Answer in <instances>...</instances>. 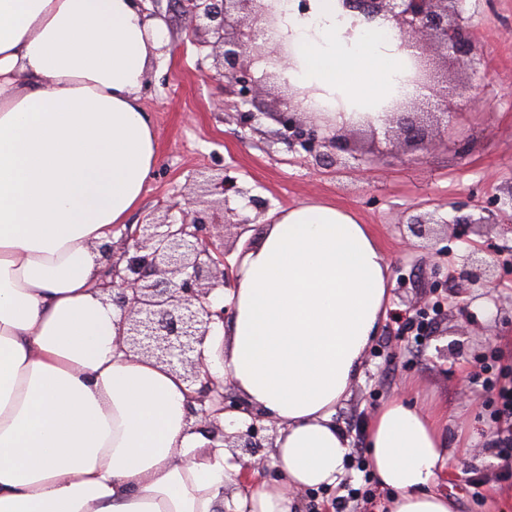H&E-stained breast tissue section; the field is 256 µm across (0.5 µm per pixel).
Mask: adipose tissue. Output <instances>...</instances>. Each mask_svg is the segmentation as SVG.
Wrapping results in <instances>:
<instances>
[{"instance_id": "obj_1", "label": "adipose tissue", "mask_w": 512, "mask_h": 512, "mask_svg": "<svg viewBox=\"0 0 512 512\" xmlns=\"http://www.w3.org/2000/svg\"><path fill=\"white\" fill-rule=\"evenodd\" d=\"M283 76L338 124H381L418 96L391 23L340 0H277ZM164 23L141 0H0V512H293L289 489L338 483L334 420L389 303V264L352 211L309 203L235 257L230 305L202 345L212 375L280 425V479L226 496L244 460L188 420V388L116 343L98 247L159 162L141 104ZM447 413L390 397L366 428L387 512H451L430 491Z\"/></svg>"}]
</instances>
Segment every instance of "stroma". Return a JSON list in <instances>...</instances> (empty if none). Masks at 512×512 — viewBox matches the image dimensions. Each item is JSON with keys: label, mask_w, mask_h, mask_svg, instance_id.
Wrapping results in <instances>:
<instances>
[{"label": "stroma", "mask_w": 512, "mask_h": 512, "mask_svg": "<svg viewBox=\"0 0 512 512\" xmlns=\"http://www.w3.org/2000/svg\"><path fill=\"white\" fill-rule=\"evenodd\" d=\"M169 22L163 62L149 76L142 105L156 132L159 163L130 224H143L183 206L195 191V173L222 172L240 189L230 205L267 222L282 210L326 202L353 211L384 250L390 269V304L368 346L351 397L336 410L350 441L344 483L364 486L357 468L367 456L365 425L389 394L410 403L448 409L449 462L431 488L445 493L452 512H512V458L501 456L506 436L499 417L501 390L512 388V229L449 236L444 256L436 244H405L399 221L436 211L453 218L456 208L479 214L512 192V0H464L463 10L480 36L494 81L476 112L465 99L449 97L455 132L431 150L388 154L369 164L365 180L314 166L302 149L277 136L278 123L253 112L241 127L237 97L209 77L207 49L187 37L188 23L156 0ZM488 250L493 283L476 295L459 276L462 258ZM427 312L430 329L415 337L407 317Z\"/></svg>", "instance_id": "35a3bbf8"}]
</instances>
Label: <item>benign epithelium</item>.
<instances>
[{
    "label": "benign epithelium",
    "instance_id": "7a95c632",
    "mask_svg": "<svg viewBox=\"0 0 512 512\" xmlns=\"http://www.w3.org/2000/svg\"><path fill=\"white\" fill-rule=\"evenodd\" d=\"M463 0H342L344 8L356 11L368 21L382 17L398 30L401 47L412 51V81L421 90L432 89L426 56L451 58L475 76L480 73L483 53L459 9ZM180 12L188 20L189 37L201 47L211 48L214 72L211 79L238 88L236 107L252 105L259 87L251 78L254 59H265L273 67H288L282 45L268 47L265 31L277 20L269 0H178ZM274 116L281 125L279 137L299 143L315 163L346 171L356 178L365 175L362 164L349 165L342 154L351 151L346 135L336 132L322 113L306 106L301 94L291 91L274 103ZM421 100L395 104L384 118L400 144L428 150L436 146L427 128L419 121ZM204 192L222 196L223 215L234 220L240 240L251 229V219L228 207L224 197L233 186L224 177L200 173ZM196 199L181 208L179 220L165 215L145 224L125 225L119 241L98 246L102 264L98 289L122 311L118 323L119 347L128 356L152 358L168 366L187 384L191 403L187 418L224 438V447L238 448L252 457L262 447V427L251 423L233 434L224 433L217 416L225 411L245 410L242 400L227 402V385L215 378L204 362L199 346L210 324L224 321L225 307L215 308L209 297L234 282L233 268L226 262L229 250L225 236L216 232L220 222L205 210H197ZM458 236L483 224H512V198L488 216L463 217L443 221L434 213L411 219L406 224L416 238L437 239L448 224ZM492 264L472 252L464 258L463 281L483 284L491 278Z\"/></svg>",
    "mask_w": 512,
    "mask_h": 512
}]
</instances>
